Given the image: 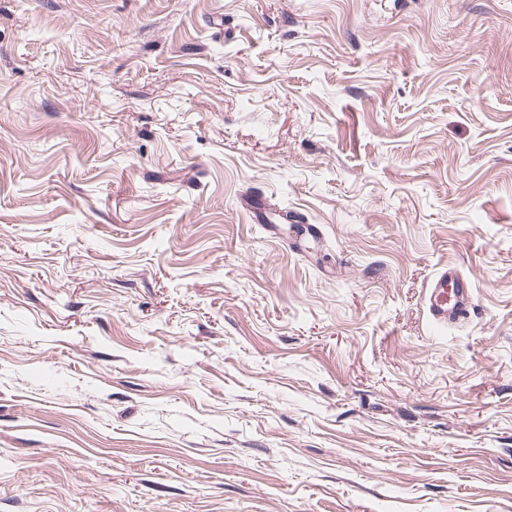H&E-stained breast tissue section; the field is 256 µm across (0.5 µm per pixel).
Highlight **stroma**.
<instances>
[{"label":"stroma","instance_id":"35a3bbf8","mask_svg":"<svg viewBox=\"0 0 512 512\" xmlns=\"http://www.w3.org/2000/svg\"><path fill=\"white\" fill-rule=\"evenodd\" d=\"M0 512H512V0H0ZM423 300L431 324L437 327L467 320L476 307L473 282L448 263L436 270L425 287Z\"/></svg>","mask_w":512,"mask_h":512}]
</instances>
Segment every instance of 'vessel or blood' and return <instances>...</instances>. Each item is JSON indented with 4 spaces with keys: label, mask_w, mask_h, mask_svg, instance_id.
<instances>
[{
    "label": "vessel or blood",
    "mask_w": 512,
    "mask_h": 512,
    "mask_svg": "<svg viewBox=\"0 0 512 512\" xmlns=\"http://www.w3.org/2000/svg\"><path fill=\"white\" fill-rule=\"evenodd\" d=\"M424 304L432 325L445 327L470 318L476 307L474 285L453 264H442L425 287Z\"/></svg>",
    "instance_id": "vessel-or-blood-1"
}]
</instances>
